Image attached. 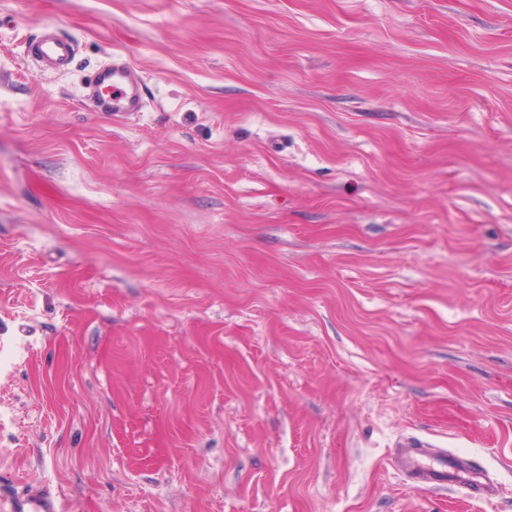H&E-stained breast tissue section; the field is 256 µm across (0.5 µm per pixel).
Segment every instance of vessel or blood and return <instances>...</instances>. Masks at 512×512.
<instances>
[{
	"label": "vessel or blood",
	"mask_w": 512,
	"mask_h": 512,
	"mask_svg": "<svg viewBox=\"0 0 512 512\" xmlns=\"http://www.w3.org/2000/svg\"><path fill=\"white\" fill-rule=\"evenodd\" d=\"M29 54L40 67L61 71L69 67L74 55L71 42L54 31H45L31 43ZM87 98L104 112L122 117L139 112L143 107L141 84L135 70L121 58H112L97 69L91 79ZM396 465L413 481L429 488L462 485L475 489L482 498L495 493L492 484L479 471L465 463H449L447 455L428 454L419 444L407 442L395 454ZM10 512H58L55 499L33 492L11 502Z\"/></svg>",
	"instance_id": "b4317fda"
}]
</instances>
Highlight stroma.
Returning a JSON list of instances; mask_svg holds the SVG:
<instances>
[{
  "label": "stroma",
  "mask_w": 512,
  "mask_h": 512,
  "mask_svg": "<svg viewBox=\"0 0 512 512\" xmlns=\"http://www.w3.org/2000/svg\"><path fill=\"white\" fill-rule=\"evenodd\" d=\"M35 489L512 512V0H0V512ZM29 54L43 69L61 71L71 64L74 48L71 42L47 29L38 41L30 44ZM87 98L102 112L119 117L140 112L143 107L141 84L135 70L125 59L116 57L94 73ZM422 445L407 442L395 454L396 465L413 481L428 488L462 485L475 489L483 499H490L495 488L479 471L465 463L448 464V454L430 455Z\"/></svg>",
  "instance_id": "1"
}]
</instances>
